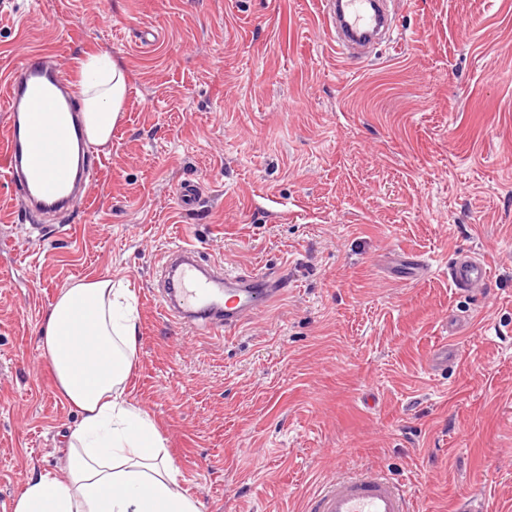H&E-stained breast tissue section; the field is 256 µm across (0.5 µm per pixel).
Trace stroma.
<instances>
[{
  "label": "stroma",
  "mask_w": 512,
  "mask_h": 512,
  "mask_svg": "<svg viewBox=\"0 0 512 512\" xmlns=\"http://www.w3.org/2000/svg\"><path fill=\"white\" fill-rule=\"evenodd\" d=\"M318 0H0V70L34 50L65 75L109 53L128 90L86 197L37 240L0 184V501L60 481L79 415L41 356L59 292L99 276L138 311L130 400L205 512H302L320 483L377 465L418 512L479 496L512 512V0H392L395 33L339 58ZM202 190L194 208L177 189ZM288 275L222 336L157 301L173 243ZM487 261L469 297L448 266ZM431 271L401 278L403 253ZM471 318L459 367L430 352Z\"/></svg>",
  "instance_id": "stroma-1"
}]
</instances>
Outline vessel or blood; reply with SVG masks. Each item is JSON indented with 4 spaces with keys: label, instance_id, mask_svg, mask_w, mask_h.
<instances>
[{
    "label": "vessel or blood",
    "instance_id": "vessel-or-blood-1",
    "mask_svg": "<svg viewBox=\"0 0 512 512\" xmlns=\"http://www.w3.org/2000/svg\"><path fill=\"white\" fill-rule=\"evenodd\" d=\"M320 21L341 58H363L367 47L390 40L391 19L378 0H323ZM7 134L0 140V180L12 189L26 213L64 208L85 192L80 159H91L92 146L75 125L59 119L74 112V100L60 67L42 52L27 54L6 79ZM161 307L178 328L219 333L282 296L286 278L264 272L224 271L204 261L190 247L169 249L164 262ZM490 269L473 253L461 251L448 267L456 292L471 294L487 284ZM454 343L431 353L429 367L446 372L458 365ZM304 512H416L402 482L381 469L328 480L304 501Z\"/></svg>",
    "mask_w": 512,
    "mask_h": 512
}]
</instances>
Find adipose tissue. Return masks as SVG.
Segmentation results:
<instances>
[{
    "label": "adipose tissue",
    "instance_id": "adipose-tissue-1",
    "mask_svg": "<svg viewBox=\"0 0 512 512\" xmlns=\"http://www.w3.org/2000/svg\"><path fill=\"white\" fill-rule=\"evenodd\" d=\"M72 86L88 140L107 145L126 98L123 65L105 53L88 56ZM132 297L111 278H94L64 288L47 311L42 357L80 420L66 438L68 481L32 474L13 512H204L180 489L156 425L128 398L138 319ZM83 323L91 340L79 346L73 336Z\"/></svg>",
    "mask_w": 512,
    "mask_h": 512
}]
</instances>
